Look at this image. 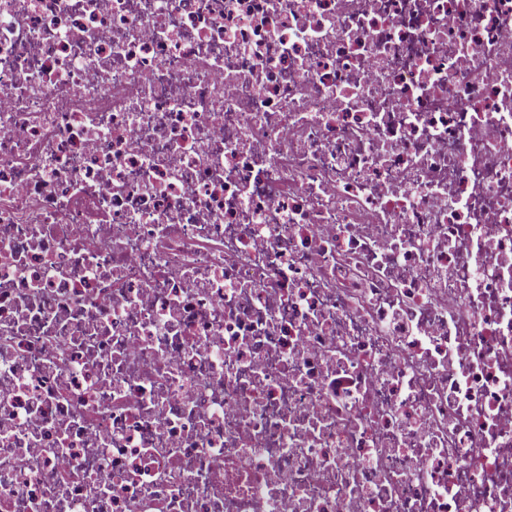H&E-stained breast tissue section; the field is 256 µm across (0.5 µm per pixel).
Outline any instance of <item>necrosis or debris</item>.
Wrapping results in <instances>:
<instances>
[{"mask_svg": "<svg viewBox=\"0 0 512 512\" xmlns=\"http://www.w3.org/2000/svg\"><path fill=\"white\" fill-rule=\"evenodd\" d=\"M6 512H512V0H0Z\"/></svg>", "mask_w": 512, "mask_h": 512, "instance_id": "necrosis-or-debris-1", "label": "necrosis or debris"}]
</instances>
